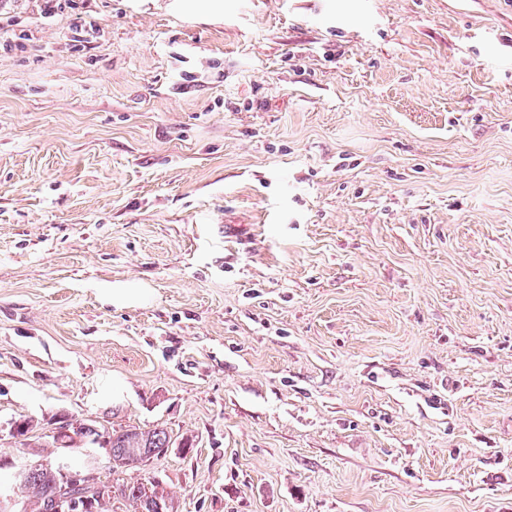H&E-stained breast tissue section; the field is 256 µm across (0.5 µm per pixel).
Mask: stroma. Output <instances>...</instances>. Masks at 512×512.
<instances>
[{
  "label": "stroma",
  "instance_id": "obj_1",
  "mask_svg": "<svg viewBox=\"0 0 512 512\" xmlns=\"http://www.w3.org/2000/svg\"><path fill=\"white\" fill-rule=\"evenodd\" d=\"M1 38L0 450L66 414L194 436L118 475L179 512H512V0H0ZM105 298L112 300V304L133 305L144 302L150 298L149 288H138L124 285H114L112 288H103Z\"/></svg>",
  "mask_w": 512,
  "mask_h": 512
}]
</instances>
